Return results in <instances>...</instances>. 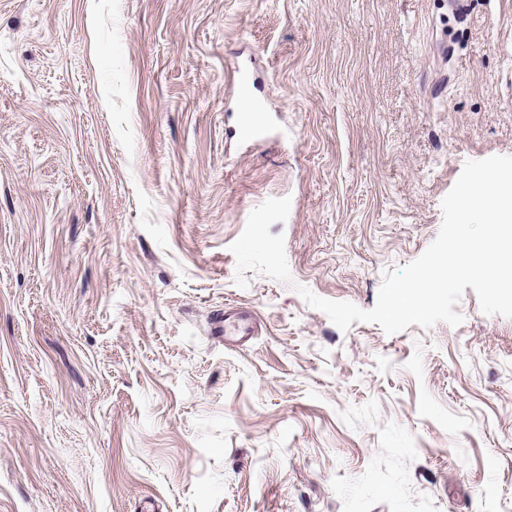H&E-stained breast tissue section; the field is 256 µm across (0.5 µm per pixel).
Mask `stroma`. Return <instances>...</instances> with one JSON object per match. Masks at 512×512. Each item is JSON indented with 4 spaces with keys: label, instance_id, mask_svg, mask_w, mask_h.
<instances>
[{
    "label": "stroma",
    "instance_id": "35a3bbf8",
    "mask_svg": "<svg viewBox=\"0 0 512 512\" xmlns=\"http://www.w3.org/2000/svg\"><path fill=\"white\" fill-rule=\"evenodd\" d=\"M494 155L512 0H0V512H512V318L298 292L373 308ZM216 328V334L219 336L224 335V343H227L251 336L254 332L255 323L249 312L231 310L228 314L224 313V320H219ZM234 336H240V338L235 339Z\"/></svg>",
    "mask_w": 512,
    "mask_h": 512
}]
</instances>
